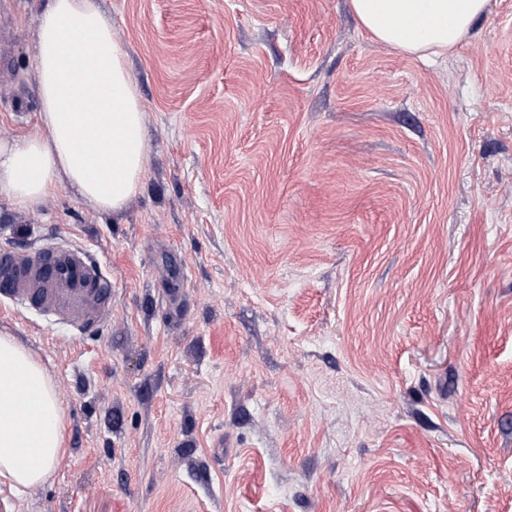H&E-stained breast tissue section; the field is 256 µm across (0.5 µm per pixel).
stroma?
I'll return each mask as SVG.
<instances>
[{"instance_id": "stroma-1", "label": "stroma", "mask_w": 512, "mask_h": 512, "mask_svg": "<svg viewBox=\"0 0 512 512\" xmlns=\"http://www.w3.org/2000/svg\"><path fill=\"white\" fill-rule=\"evenodd\" d=\"M147 174L117 214L0 198V245L85 247L112 317L0 307L66 457L7 512H512V0L455 51L350 0H97ZM43 0H0V137L36 132Z\"/></svg>"}]
</instances>
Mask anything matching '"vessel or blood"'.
Masks as SVG:
<instances>
[{
    "label": "vessel or blood",
    "mask_w": 512,
    "mask_h": 512,
    "mask_svg": "<svg viewBox=\"0 0 512 512\" xmlns=\"http://www.w3.org/2000/svg\"><path fill=\"white\" fill-rule=\"evenodd\" d=\"M104 280L101 264L78 246L49 243L36 254L0 248V302L43 312L74 333L111 317Z\"/></svg>",
    "instance_id": "b4317fda"
}]
</instances>
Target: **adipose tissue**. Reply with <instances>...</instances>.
Wrapping results in <instances>:
<instances>
[{
  "label": "adipose tissue",
  "instance_id": "obj_1",
  "mask_svg": "<svg viewBox=\"0 0 512 512\" xmlns=\"http://www.w3.org/2000/svg\"><path fill=\"white\" fill-rule=\"evenodd\" d=\"M379 42L450 53L489 0H351ZM39 132L0 139V197L34 211L63 188L119 212L146 175L145 120L126 52L95 0H47L35 19ZM63 402L40 362L0 336V480L47 482L65 455Z\"/></svg>",
  "mask_w": 512,
  "mask_h": 512
}]
</instances>
